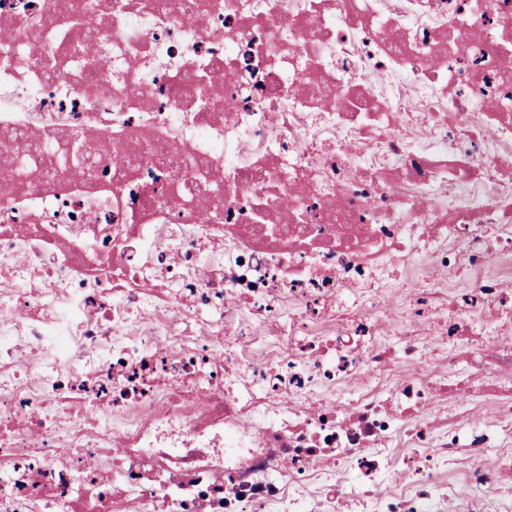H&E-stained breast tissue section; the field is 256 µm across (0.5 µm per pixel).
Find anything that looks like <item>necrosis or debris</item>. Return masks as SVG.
<instances>
[{
    "label": "necrosis or debris",
    "mask_w": 512,
    "mask_h": 512,
    "mask_svg": "<svg viewBox=\"0 0 512 512\" xmlns=\"http://www.w3.org/2000/svg\"><path fill=\"white\" fill-rule=\"evenodd\" d=\"M49 7L0 0V512H512V0H100L97 87ZM64 6L53 4L51 8L42 16L34 19H28L24 27L29 31H37L42 28H63L67 24L64 22Z\"/></svg>",
    "instance_id": "1"
}]
</instances>
